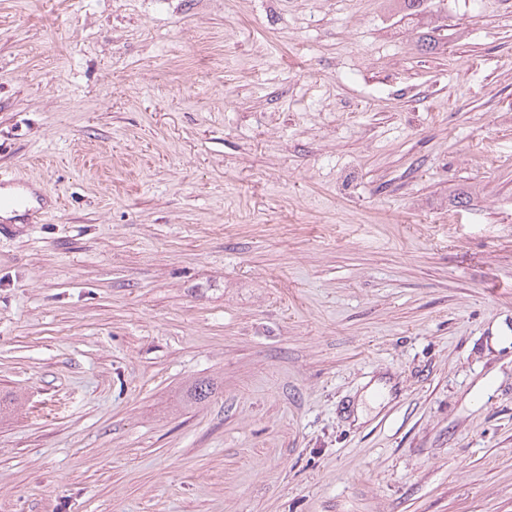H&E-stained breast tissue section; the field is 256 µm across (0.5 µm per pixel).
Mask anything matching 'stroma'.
<instances>
[{
    "mask_svg": "<svg viewBox=\"0 0 512 512\" xmlns=\"http://www.w3.org/2000/svg\"><path fill=\"white\" fill-rule=\"evenodd\" d=\"M0 172V512H512V0H0ZM5 184H10L5 187ZM30 188L28 182L0 174V212L22 213L27 218L40 214L46 203Z\"/></svg>",
    "mask_w": 512,
    "mask_h": 512,
    "instance_id": "35a3bbf8",
    "label": "stroma"
}]
</instances>
